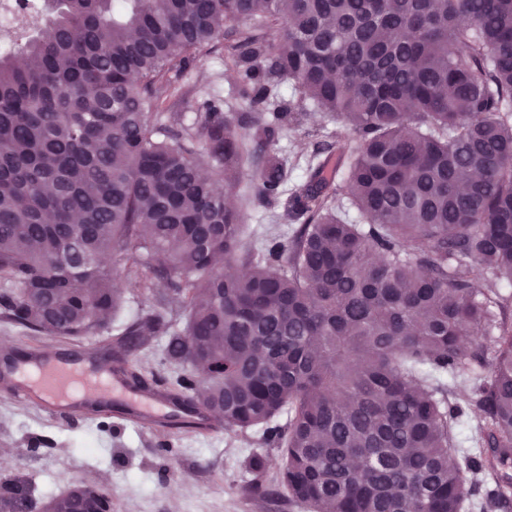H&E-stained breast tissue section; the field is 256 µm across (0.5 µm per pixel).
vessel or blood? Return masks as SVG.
I'll return each instance as SVG.
<instances>
[{"mask_svg": "<svg viewBox=\"0 0 512 512\" xmlns=\"http://www.w3.org/2000/svg\"><path fill=\"white\" fill-rule=\"evenodd\" d=\"M11 396L19 402H34L49 416L62 418L82 407L120 402L115 419L160 427L174 411L163 394L130 388L120 374L104 372L96 361L38 356L18 362L9 382Z\"/></svg>", "mask_w": 512, "mask_h": 512, "instance_id": "obj_1", "label": "vessel or blood"}]
</instances>
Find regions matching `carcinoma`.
Instances as JSON below:
<instances>
[{"mask_svg":"<svg viewBox=\"0 0 512 512\" xmlns=\"http://www.w3.org/2000/svg\"><path fill=\"white\" fill-rule=\"evenodd\" d=\"M0 54V315L79 340L120 275L165 264L161 302L113 362L166 337L177 411L262 428L311 512H502L512 503V0H47ZM226 41L251 111L196 103L161 126L173 74ZM287 80L299 102L266 111ZM352 140L285 195L275 144L304 102ZM261 159L256 199L299 223L244 246L215 183ZM344 190L362 223L336 212ZM122 255L126 268L103 258ZM491 276L473 287L474 274ZM492 354L488 376L485 355ZM472 384L481 448L456 447ZM286 416L285 423L279 418Z\"/></svg>","mask_w":512,"mask_h":512,"instance_id":"1","label":"carcinoma"}]
</instances>
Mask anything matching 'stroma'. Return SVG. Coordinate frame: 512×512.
<instances>
[{"label":"stroma","instance_id":"obj_1","mask_svg":"<svg viewBox=\"0 0 512 512\" xmlns=\"http://www.w3.org/2000/svg\"><path fill=\"white\" fill-rule=\"evenodd\" d=\"M178 91L166 102L169 113L186 112L189 101L220 100L225 111L248 106L235 93V79L224 63L223 45L196 53L176 79ZM342 122L311 111L307 123L282 133L277 148L288 167L289 184L298 183L325 144L351 138ZM254 171L245 164L231 179L232 202L240 213L244 241L252 245L268 236L288 239L295 225L281 208H266L247 197ZM124 303L109 329L79 341L30 331L0 319V350L17 354H93L112 345L126 326L147 311L164 307L179 313L177 302L158 304L154 293L134 282L120 281ZM265 456L262 475L250 469L252 457ZM276 451L261 429L241 432L217 428L202 434L173 421L169 431L114 423L111 417L56 419L35 405L7 399L0 388V483L12 482L24 492L21 512L65 494L74 484H108L111 512H307L290 502L276 484ZM262 479L270 493L253 498L249 487Z\"/></svg>","mask_w":512,"mask_h":512}]
</instances>
